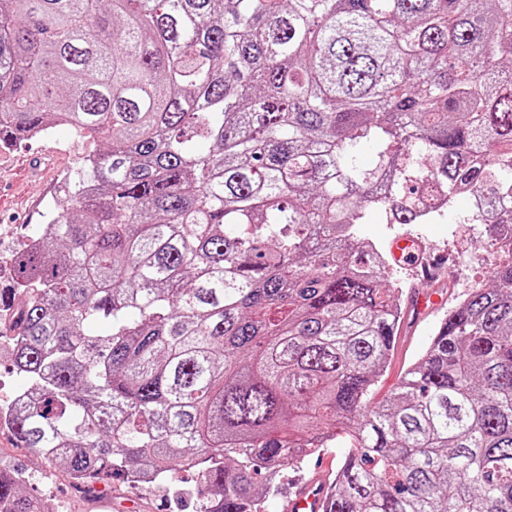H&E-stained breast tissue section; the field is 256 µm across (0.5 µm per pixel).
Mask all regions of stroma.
I'll return each mask as SVG.
<instances>
[{
	"mask_svg": "<svg viewBox=\"0 0 512 512\" xmlns=\"http://www.w3.org/2000/svg\"><path fill=\"white\" fill-rule=\"evenodd\" d=\"M103 147V141L80 139L67 127L55 129L48 138L33 139L18 147L0 145V174L8 180L0 189V225L9 224L16 229L13 239L0 243V248L20 247L31 225L48 223L57 203L64 199L62 181L77 179L84 156ZM404 229L421 237L429 252L447 255L448 278L456 284L448 304L463 301L473 280L490 283L500 258L491 250L484 225L444 221L404 228L398 224L373 223L362 225L361 233L387 243ZM441 319L438 312L426 315L410 337L401 338L388 370L377 385V398H384L398 383L405 365L415 361L427 347ZM349 446V439H339L309 458L305 467L285 470L279 494L265 499L263 512H280L294 485L308 479L321 462L338 469ZM0 466L19 469L28 475L26 490L41 501L44 512H195L200 487L197 474L179 471L172 477L176 488L172 494L117 480L97 483L95 491L89 492L74 487L61 467L45 464L38 452L20 447L12 431L6 429L0 431Z\"/></svg>",
	"mask_w": 512,
	"mask_h": 512,
	"instance_id": "stroma-1",
	"label": "stroma"
}]
</instances>
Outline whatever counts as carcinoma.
I'll return each instance as SVG.
<instances>
[{
  "instance_id": "carcinoma-1",
  "label": "carcinoma",
  "mask_w": 512,
  "mask_h": 512,
  "mask_svg": "<svg viewBox=\"0 0 512 512\" xmlns=\"http://www.w3.org/2000/svg\"><path fill=\"white\" fill-rule=\"evenodd\" d=\"M57 125L107 145L0 289L21 447L261 512L347 436L328 512H512V249L379 401L404 291L357 228L512 225V0H0V134Z\"/></svg>"
}]
</instances>
